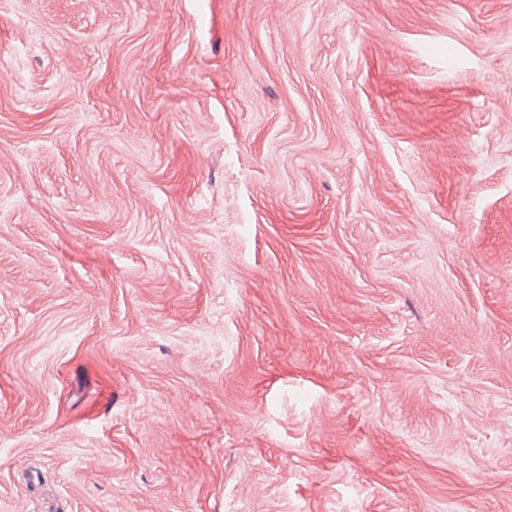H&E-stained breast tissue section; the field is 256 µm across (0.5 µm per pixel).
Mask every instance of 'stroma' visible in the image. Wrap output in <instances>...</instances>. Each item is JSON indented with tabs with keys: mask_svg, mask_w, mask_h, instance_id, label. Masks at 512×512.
Instances as JSON below:
<instances>
[{
	"mask_svg": "<svg viewBox=\"0 0 512 512\" xmlns=\"http://www.w3.org/2000/svg\"><path fill=\"white\" fill-rule=\"evenodd\" d=\"M512 512V0H0V512Z\"/></svg>",
	"mask_w": 512,
	"mask_h": 512,
	"instance_id": "stroma-1",
	"label": "stroma"
}]
</instances>
